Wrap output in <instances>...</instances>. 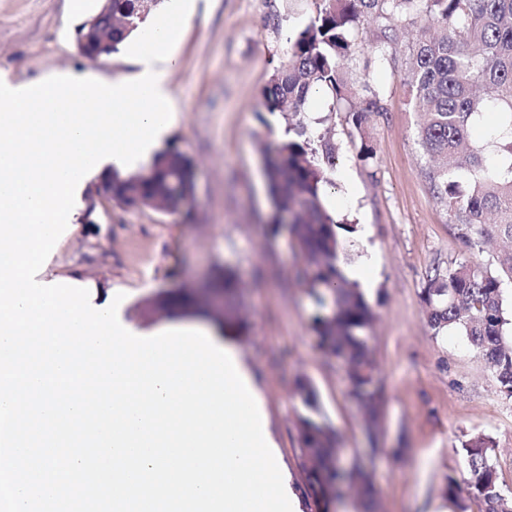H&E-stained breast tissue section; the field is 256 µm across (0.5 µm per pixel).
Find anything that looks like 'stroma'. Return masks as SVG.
Masks as SVG:
<instances>
[{"label": "stroma", "instance_id": "stroma-1", "mask_svg": "<svg viewBox=\"0 0 512 512\" xmlns=\"http://www.w3.org/2000/svg\"><path fill=\"white\" fill-rule=\"evenodd\" d=\"M99 6L100 0H0V80L131 75L136 66L124 51L93 62L77 50V29ZM324 6L325 0H191L173 48L177 63L167 72L175 120L158 145L192 160L190 207L129 209L97 194L99 178L88 173L37 277L88 287L95 304L107 293L123 294V319L151 336L170 325L222 323L219 311L173 312L167 301L219 270L235 273L249 331L234 344L263 394L267 428L299 512H311L299 450L298 420L307 413L296 390L301 378L317 394V418L338 432L342 458L370 475L373 512H436L447 501L448 477L466 472L462 441L475 435L492 440L498 483L511 494L512 399L463 336L434 334L428 324V269L479 264L494 271L498 248L463 238L425 176L416 137L421 117L408 105L405 77L424 14L362 18L343 67L347 97L337 103L320 91L305 115L309 128L331 132L337 147L324 201L338 223L351 227L342 241L357 259L366 246L377 252L369 270L374 286L365 295L376 314L371 345L384 391L377 444H370L348 394L343 364L325 354L309 325L316 297L298 275L302 259L293 236L269 230L274 210L262 152L283 140L286 122L268 110L262 92L285 60L288 38ZM386 28L392 40H384ZM375 95L383 113L354 123L353 110ZM349 180L357 186L352 196Z\"/></svg>", "mask_w": 512, "mask_h": 512}]
</instances>
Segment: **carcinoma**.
I'll use <instances>...</instances> for the list:
<instances>
[{"instance_id":"carcinoma-1","label":"carcinoma","mask_w":512,"mask_h":512,"mask_svg":"<svg viewBox=\"0 0 512 512\" xmlns=\"http://www.w3.org/2000/svg\"><path fill=\"white\" fill-rule=\"evenodd\" d=\"M328 5L295 37L288 40L285 63L266 89L274 112L290 115L285 139L263 152L274 212L290 217L291 231L317 309L310 326L322 347L349 364V395L363 409L369 432L382 406V388L375 375L369 332L374 314L356 283L343 274L350 254L325 208L323 189L332 183L336 143L325 134L313 136L304 120L312 92L330 90L343 96L342 61L354 43L360 18L391 19L411 9L424 13L427 27L406 63L409 105L425 114L417 142L434 165L426 171L435 197L453 213L455 224L477 235L481 245L494 234L512 242V0H327ZM148 3L112 0V14L99 17L112 29V44L96 45L103 60L143 22ZM493 112L497 126L484 144L471 139V126ZM194 165L184 154L166 150L153 159L151 172L121 176L112 171V200L124 207L144 205L160 211L185 204L192 191ZM493 273L479 265L433 268L427 275L425 301L429 324L439 333L455 331L478 350L492 369L500 391L512 398V333L502 307L504 280L512 282V249L498 258ZM213 288L224 289L228 309L224 326L241 330L245 320L234 306L240 285L229 270L217 273ZM303 404L317 410V395L306 381L297 384ZM299 442L305 472V493L314 512L328 508L329 490L347 481L364 496L374 493L366 473L345 476L336 433L311 416L299 420ZM466 475L448 477L445 493L460 512L475 502L479 512H512V497L504 494L497 477L493 442L476 436L462 443Z\"/></svg>"}]
</instances>
